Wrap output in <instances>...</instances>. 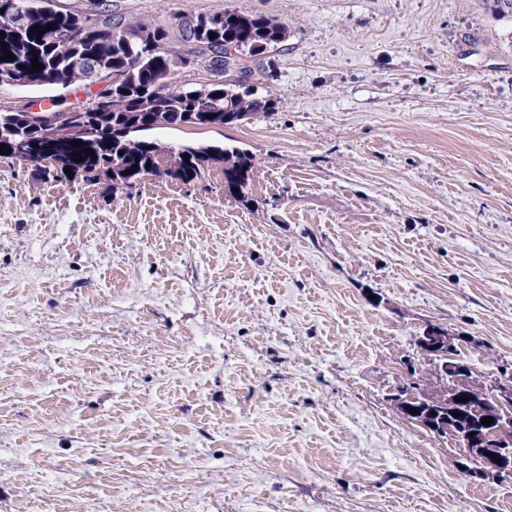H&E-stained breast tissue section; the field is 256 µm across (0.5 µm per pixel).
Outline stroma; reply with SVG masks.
Returning <instances> with one entry per match:
<instances>
[{
  "mask_svg": "<svg viewBox=\"0 0 512 512\" xmlns=\"http://www.w3.org/2000/svg\"><path fill=\"white\" fill-rule=\"evenodd\" d=\"M171 25L237 9L275 110L153 131L255 158L190 185L66 181L0 157V512H512V479L391 396L512 369V17L488 0H110ZM96 92L0 84V109ZM448 343V332L434 324L427 325L418 337L419 348L430 361L439 360V356L446 357L450 348Z\"/></svg>",
  "mask_w": 512,
  "mask_h": 512,
  "instance_id": "1",
  "label": "stroma"
}]
</instances>
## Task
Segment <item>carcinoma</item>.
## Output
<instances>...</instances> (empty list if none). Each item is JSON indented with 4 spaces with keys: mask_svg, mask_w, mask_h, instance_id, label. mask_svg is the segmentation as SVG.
Here are the masks:
<instances>
[{
    "mask_svg": "<svg viewBox=\"0 0 512 512\" xmlns=\"http://www.w3.org/2000/svg\"><path fill=\"white\" fill-rule=\"evenodd\" d=\"M34 11L25 12L23 26H0V83L29 71L38 59L50 70L55 84L69 87L87 80L77 66L93 59L112 74L111 104L100 110L95 103L76 112H26L24 108L0 111V146L8 157L22 163L19 144L29 150L46 144L44 129L53 130L52 163L45 173L73 178H106L112 188H130L148 176L170 178L183 184L202 180L209 168H224V191L243 193L251 180L253 157L237 146L181 143L163 144L145 136L156 129L226 128L270 113L276 101L259 96L249 85L251 74L240 67L241 57L258 56L288 40V27L269 17L237 9L208 16L179 17L180 39L194 43V58H185L169 46L168 30L142 21L111 20L102 26L85 25L77 10L57 0H33ZM55 25L51 30L47 24ZM39 30H33L34 26ZM216 37H209V33ZM15 60L3 61L5 51ZM194 63L216 76L199 88L171 85V72ZM78 140L83 146L71 142ZM90 148L93 154L84 152ZM82 161H76V158ZM421 384L411 381L394 395L395 401L413 407L427 405Z\"/></svg>",
    "mask_w": 512,
    "mask_h": 512,
    "instance_id": "cac0c4a2",
    "label": "carcinoma"
}]
</instances>
